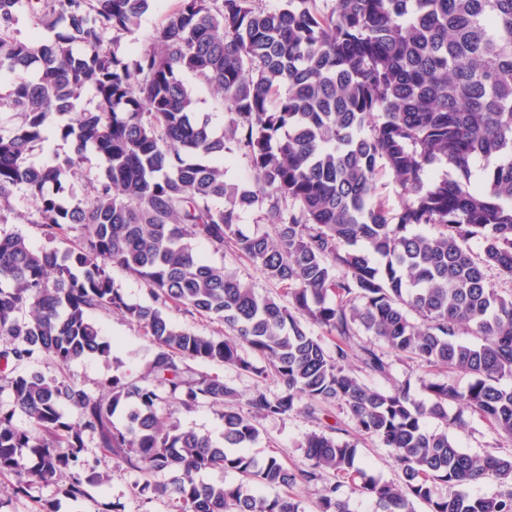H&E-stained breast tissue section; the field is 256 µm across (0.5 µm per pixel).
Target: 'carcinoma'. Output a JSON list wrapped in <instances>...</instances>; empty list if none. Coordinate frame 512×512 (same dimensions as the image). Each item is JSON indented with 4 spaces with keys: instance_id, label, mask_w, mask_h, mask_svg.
Segmentation results:
<instances>
[{
    "instance_id": "cac0c4a2",
    "label": "carcinoma",
    "mask_w": 512,
    "mask_h": 512,
    "mask_svg": "<svg viewBox=\"0 0 512 512\" xmlns=\"http://www.w3.org/2000/svg\"><path fill=\"white\" fill-rule=\"evenodd\" d=\"M156 2L0 0V73L30 74L0 96L18 116L0 128V224L21 191L46 239L37 248L0 230V476L11 495L60 481L65 498L85 500L110 480L85 456L90 438L141 475L144 503L166 498L174 512H300L285 493L298 484L319 486L315 512H350L345 479L378 512H414L415 500L429 512H512V456L465 453L424 422L458 426L448 407L463 405L512 442V293L490 282L512 284V0H174L151 45L118 53ZM23 8L48 37L15 36ZM185 71L230 104L222 132L195 111ZM87 88L95 109L78 112ZM53 117L71 152L37 163ZM89 149L93 195L67 199ZM236 154L251 176L229 182ZM381 171L398 187L395 207L379 196ZM248 210L270 231L244 233ZM73 232L75 247L59 250ZM196 238L246 258L277 296L211 264ZM115 268L151 303L128 302ZM172 308L225 334L179 327ZM97 310L141 328L155 353L93 394L67 369L111 355ZM465 330L478 342H462ZM356 349L371 375H388L392 355L417 363L426 400L408 380L366 385L349 366ZM41 358L60 372L33 369ZM211 364L256 378L247 411L224 377L198 369ZM173 404L213 408L220 439L170 421ZM330 408L390 449L400 483L367 475L357 442L324 432L303 438L291 467L247 452L258 419L318 421ZM213 470L238 482L204 480ZM164 472L170 482L153 480ZM487 481L500 491L471 492ZM438 484L453 491L438 496Z\"/></svg>"
}]
</instances>
